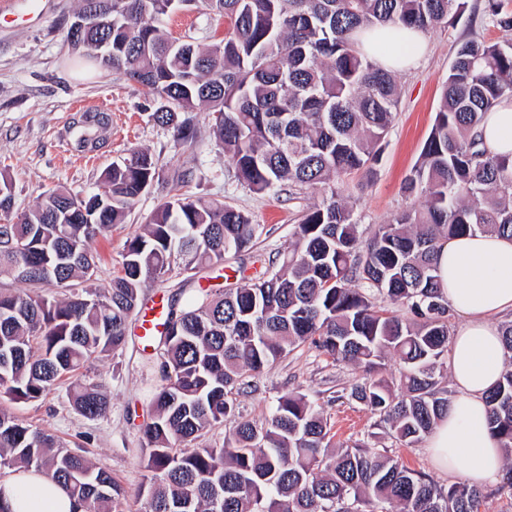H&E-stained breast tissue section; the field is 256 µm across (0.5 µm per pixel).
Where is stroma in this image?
Instances as JSON below:
<instances>
[{
  "instance_id": "1",
  "label": "stroma",
  "mask_w": 512,
  "mask_h": 512,
  "mask_svg": "<svg viewBox=\"0 0 512 512\" xmlns=\"http://www.w3.org/2000/svg\"><path fill=\"white\" fill-rule=\"evenodd\" d=\"M78 5L79 0H0V8L7 12L0 21V187H7L11 195L12 214L27 211L39 194L59 186L94 192L106 170L132 151L144 150L156 162L152 183L125 223L115 225L107 238L92 245L100 284L119 273L127 240L169 198L181 177L184 191L221 199L247 212L262 233L249 251L226 258L223 264L150 282L143 290L144 307L171 298L184 301L201 288L242 285L244 277L260 270L262 259L287 248L302 212L320 201L321 188L257 194L240 185L224 162L203 107L191 113L195 140L176 141L171 129L152 119L155 105L138 83L79 60L66 37ZM483 7L484 0H466L459 21L426 30L427 48L421 58L395 71L399 104L381 158L373 172L361 170L346 178L345 194L364 232L387 223L402 209L422 205V198L404 193L403 185L433 123L456 49L470 38L495 41L503 37L486 23ZM165 29L173 37L207 45L213 38L224 37L228 22L211 11L205 0H195L171 14ZM88 112L105 113L110 125L102 144L81 152L75 145V125ZM141 320V315L132 317L122 350L89 360L83 368L110 394L105 415L96 419L80 415L70 405L64 383L32 402L0 398L1 408L49 430L69 449L109 471L129 493V512H136L134 495L145 474L140 428L151 416L150 402L162 383L160 352L141 338ZM363 375L361 365L336 363L309 346H298L254 378L252 388L238 395L234 415L209 428L199 443L234 446L238 421L262 424L279 396L299 391L323 409L337 441H368L437 484H454V476L434 467L426 443L402 445L377 426L375 416L362 405L343 398L344 388Z\"/></svg>"
}]
</instances>
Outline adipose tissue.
Wrapping results in <instances>:
<instances>
[{"mask_svg": "<svg viewBox=\"0 0 512 512\" xmlns=\"http://www.w3.org/2000/svg\"><path fill=\"white\" fill-rule=\"evenodd\" d=\"M424 45L419 30L379 27L365 52L380 66H411ZM492 153L512 156V99L487 113L479 128ZM438 275L448 306L462 322L449 349L456 395L447 415L428 437L435 467L460 474L471 485L500 482L503 453L491 438L485 396L505 370L499 319L512 314V239L475 234L444 242L437 254ZM0 505L7 512H80L79 503L50 475L13 468L0 474Z\"/></svg>", "mask_w": 512, "mask_h": 512, "instance_id": "obj_1", "label": "adipose tissue"}]
</instances>
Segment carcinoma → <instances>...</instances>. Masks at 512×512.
<instances>
[{"label":"carcinoma","mask_w":512,"mask_h":512,"mask_svg":"<svg viewBox=\"0 0 512 512\" xmlns=\"http://www.w3.org/2000/svg\"><path fill=\"white\" fill-rule=\"evenodd\" d=\"M112 20L82 36L81 58L137 82L158 103L152 116L180 142L196 129L179 114L199 105L238 181L255 193L321 185L288 249L258 277L207 289L181 312L164 307L163 384L141 427L145 484L138 512H480L485 493L442 487L365 442L337 443L307 396H280L257 427L240 421L232 447H198L277 358L309 345L367 375L346 388L409 446L448 412L442 385L448 301L438 246L482 232L512 238V159L480 139L485 115L512 97V38L467 39L456 53L420 157L404 190L424 198L395 213L359 247V222L340 184L370 169L394 118L392 71L360 48L379 25L422 31L463 15L466 0H206L229 23L206 47L174 44L163 28L187 0H95ZM488 23L512 32V9L486 0ZM109 119L83 116L78 147L103 140ZM134 151L112 165L94 193L63 186L36 197L20 217L0 188V395L36 401L71 381L72 407L97 418L110 407L104 384L83 378L91 358L126 343L146 282L224 262L254 245L256 225L220 199L176 193L127 241L122 274L95 285L91 243L125 222L154 178ZM25 283L27 289L12 287ZM389 354L397 379L379 373ZM489 429L512 457V368L487 395ZM32 468L62 483L84 512H126L127 491L48 431L0 408V468Z\"/></svg>","instance_id":"1"}]
</instances>
